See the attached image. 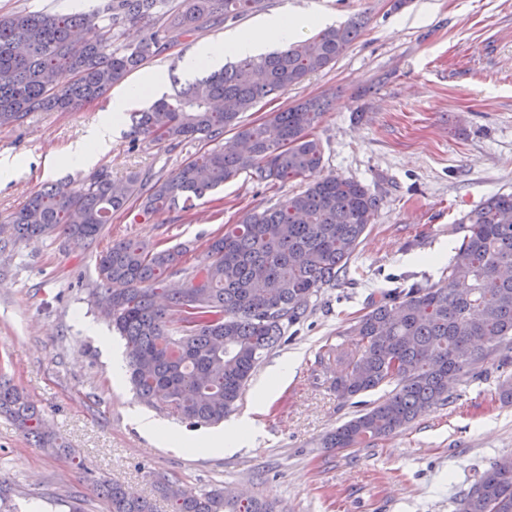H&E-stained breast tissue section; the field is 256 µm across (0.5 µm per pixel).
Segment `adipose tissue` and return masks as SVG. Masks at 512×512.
<instances>
[{
	"mask_svg": "<svg viewBox=\"0 0 512 512\" xmlns=\"http://www.w3.org/2000/svg\"><path fill=\"white\" fill-rule=\"evenodd\" d=\"M324 23V17L315 14L270 17L251 31L233 32L225 35L220 41L201 46L195 54L185 57L180 66L184 70L194 71L203 67H214L228 55L249 57L269 44L288 45L302 30L321 26ZM163 80V75H149L142 82L130 86L124 93L113 98L100 123L81 141L68 148L66 154L59 160L60 165L82 168L95 160L101 152L105 151L112 130L122 122L129 101L141 96L147 89L159 86Z\"/></svg>",
	"mask_w": 512,
	"mask_h": 512,
	"instance_id": "ef3b65f1",
	"label": "adipose tissue"
}]
</instances>
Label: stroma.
Instances as JSON below:
<instances>
[{
    "mask_svg": "<svg viewBox=\"0 0 512 512\" xmlns=\"http://www.w3.org/2000/svg\"><path fill=\"white\" fill-rule=\"evenodd\" d=\"M106 0H0V14L91 12ZM319 14L339 24L364 16L361 36L331 67L308 76L243 116L257 125L271 113L319 97L328 110L314 134L324 147L323 174L369 186L380 205L373 224L335 284L321 288L288 340L258 364L227 420L253 421L257 432L233 451H188L151 439L134 413L188 439L213 433L149 407L129 382L113 385L109 350L123 351L98 304L99 254L116 241L182 245L181 285L205 241L249 210H263L303 191L305 181L263 183L239 174L191 211L145 212L140 198L95 241L65 235L17 240L9 217L45 186L81 183L104 170L115 181L132 173L167 179L179 166L214 149L206 139L156 144L134 136L123 119L108 150L87 168L49 169L48 161L95 125L120 93L66 112H34L23 124L0 127V153L16 159L0 181V378L39 409L46 430L70 448L53 455L0 416V512H109L94 479L116 482L171 512L154 484L160 477L186 488L239 491L275 502L280 512H456L457 501L489 466L512 459V405L499 382L511 374L489 361L453 386V400L383 440L356 448H326L323 438L382 400L380 388L357 400L332 387L339 365L322 366L325 345L351 344L349 330L372 298L417 284L444 283L464 233L462 212L512 192V0H265L259 13L226 19L171 44L128 76L163 74L161 93L194 80L179 63L225 32L258 20ZM100 335L87 333L83 322ZM292 361L287 382L265 406L256 391L272 367Z\"/></svg>",
    "mask_w": 512,
    "mask_h": 512,
    "instance_id": "stroma-1",
    "label": "stroma"
}]
</instances>
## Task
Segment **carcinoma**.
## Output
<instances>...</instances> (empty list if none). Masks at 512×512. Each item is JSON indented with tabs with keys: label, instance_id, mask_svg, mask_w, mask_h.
Listing matches in <instances>:
<instances>
[{
	"label": "carcinoma",
	"instance_id": "obj_1",
	"mask_svg": "<svg viewBox=\"0 0 512 512\" xmlns=\"http://www.w3.org/2000/svg\"><path fill=\"white\" fill-rule=\"evenodd\" d=\"M165 0H108L107 24L97 14L33 11L0 15V127L32 112L66 111L90 103L179 39L224 17L244 18L263 0H187L166 26L130 48H112L114 30L149 17ZM363 22L328 27L310 39L259 57L242 58L196 78L172 100L131 114L133 133L152 142L206 138L224 144L155 182L144 198L156 211L195 200L242 172L260 180L306 179V190L263 211L243 215L208 239L205 257L183 288L164 287L183 248L126 238L99 255L106 316L125 341L130 382L147 405L191 425L217 424L236 406L259 359L278 346L318 291L338 278L373 223L379 199L339 175L317 176L323 163L312 130L324 103L309 98L263 123L240 124L262 99L281 95L329 67L360 36ZM234 135L224 140V133ZM150 177L112 183L100 171L77 187L35 192L12 219L17 238L39 241L57 232L76 244L93 241L112 215L142 194ZM465 258L448 265L437 288L414 286L371 301L353 325L355 342L328 347L322 365L348 373L333 381L342 398L390 386L366 413L331 432L328 448L381 439L421 414L452 402L448 378L495 358L512 364V193L493 195L459 221ZM44 448H60L43 431L26 396L0 381V414ZM110 512H155L151 500L118 483H99ZM173 512H276L255 497L196 493L165 479L158 485ZM457 512H512V465L493 463L458 502Z\"/></svg>",
	"mask_w": 512,
	"mask_h": 512
}]
</instances>
